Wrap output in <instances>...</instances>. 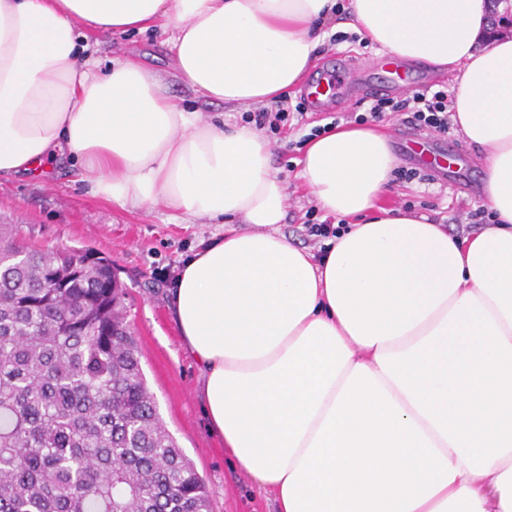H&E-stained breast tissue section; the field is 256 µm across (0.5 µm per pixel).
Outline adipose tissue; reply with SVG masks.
<instances>
[{"label": "adipose tissue", "instance_id": "obj_1", "mask_svg": "<svg viewBox=\"0 0 512 512\" xmlns=\"http://www.w3.org/2000/svg\"><path fill=\"white\" fill-rule=\"evenodd\" d=\"M350 9L362 38L452 76L494 226L460 239L380 206L389 141L340 125L300 161L319 207L350 223L315 256L278 230L288 184L260 130L202 122L138 59L104 70L80 41L158 27L204 98L277 104L336 0H0V174L67 155L120 208L223 220L171 307L211 429L277 512H512V38L490 36L489 0Z\"/></svg>", "mask_w": 512, "mask_h": 512}]
</instances>
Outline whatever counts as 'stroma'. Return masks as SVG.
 Segmentation results:
<instances>
[{
  "instance_id": "obj_1",
  "label": "stroma",
  "mask_w": 512,
  "mask_h": 512,
  "mask_svg": "<svg viewBox=\"0 0 512 512\" xmlns=\"http://www.w3.org/2000/svg\"><path fill=\"white\" fill-rule=\"evenodd\" d=\"M324 30L326 37L317 51L316 70L354 59L364 67V83L386 78V55L376 45L351 40L348 27L337 29L329 23ZM166 39L159 28L101 35L96 39V55L105 68L112 61L137 57L167 82L183 106L198 112L204 120L242 124L246 106L209 102L180 79L172 68ZM364 110L361 103L340 98L323 111L308 110L303 119H289L279 132L267 136L273 166L288 183L287 218L280 231L298 247L319 252L318 238L305 232V214L313 212L317 223L325 219L297 176L304 140L314 129L330 125L336 113ZM379 126L390 139L399 169L384 205L426 215L454 235L477 232V225L467 214L484 204L485 148L465 144L454 130L433 136V152L451 161L447 176L408 181L400 173L416 165L404 150L406 139L415 133L414 127L400 112L388 114ZM0 224L21 225L26 241L41 248L89 249L111 259L126 290V321L138 341L141 366L159 417L203 477L212 512H276L273 495L259 490L246 474L232 466L224 452L223 438L208 426L197 392L199 371L182 347L170 309V291L161 274L166 267L181 265L201 242L223 234V224L208 217L184 223L176 211L161 203L137 210L118 208L92 195L88 185L77 182L73 162L67 157L54 160L51 172L43 178L0 177Z\"/></svg>"
}]
</instances>
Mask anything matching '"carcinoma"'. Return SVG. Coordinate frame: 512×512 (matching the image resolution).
Here are the masks:
<instances>
[{
	"label": "carcinoma",
	"mask_w": 512,
	"mask_h": 512,
	"mask_svg": "<svg viewBox=\"0 0 512 512\" xmlns=\"http://www.w3.org/2000/svg\"><path fill=\"white\" fill-rule=\"evenodd\" d=\"M111 261L0 224V512H211L162 426Z\"/></svg>",
	"instance_id": "1"
}]
</instances>
